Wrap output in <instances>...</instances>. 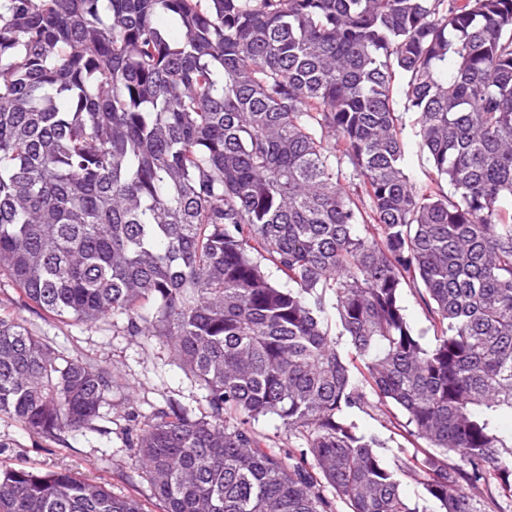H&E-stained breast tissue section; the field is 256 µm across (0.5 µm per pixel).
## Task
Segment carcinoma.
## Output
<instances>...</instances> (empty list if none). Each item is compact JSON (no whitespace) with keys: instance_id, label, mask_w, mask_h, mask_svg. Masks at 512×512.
<instances>
[{"instance_id":"1","label":"carcinoma","mask_w":512,"mask_h":512,"mask_svg":"<svg viewBox=\"0 0 512 512\" xmlns=\"http://www.w3.org/2000/svg\"><path fill=\"white\" fill-rule=\"evenodd\" d=\"M506 199L512 0H0V278L50 320L125 316L195 378L204 412L169 401L130 443L164 512H420L406 479L438 512L512 497ZM113 386L0 306L1 416L91 429ZM383 405L422 456L359 430ZM268 415L297 450L262 446ZM0 512L143 509L0 468ZM413 118L411 114H404L405 129L404 137L408 143V154L406 157V170L411 180L421 182L425 179L426 170L429 168L427 154L420 151L415 137ZM402 305L415 332L423 334L424 340L429 341L433 336L432 316L424 305L420 293L413 286L404 288Z\"/></svg>"}]
</instances>
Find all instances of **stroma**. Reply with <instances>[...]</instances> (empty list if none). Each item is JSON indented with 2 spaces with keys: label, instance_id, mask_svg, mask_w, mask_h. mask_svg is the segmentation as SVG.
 I'll use <instances>...</instances> for the list:
<instances>
[{
  "label": "stroma",
  "instance_id": "35a3bbf8",
  "mask_svg": "<svg viewBox=\"0 0 512 512\" xmlns=\"http://www.w3.org/2000/svg\"><path fill=\"white\" fill-rule=\"evenodd\" d=\"M17 316L58 351L112 368L118 387L102 410L99 431L85 429L54 440L0 416V464L65 468L78 478L100 481L113 492L136 497L146 512H163V504L153 497L144 475L129 466L127 437L133 428L129 415L134 411L149 414L153 407L169 401L202 411L204 402L197 385L172 362L167 347L127 335L124 317L87 326L50 321L32 308L18 310ZM356 422L360 429L379 432L389 454L415 453V445L404 436L398 410L360 414Z\"/></svg>",
  "mask_w": 512,
  "mask_h": 512
}]
</instances>
